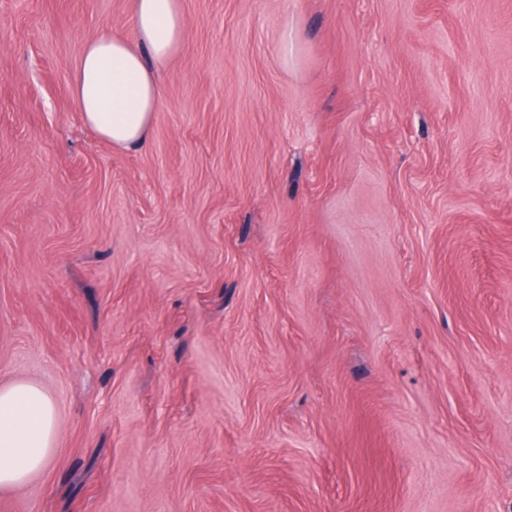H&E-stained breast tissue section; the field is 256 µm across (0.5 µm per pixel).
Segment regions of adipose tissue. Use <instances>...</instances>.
I'll list each match as a JSON object with an SVG mask.
<instances>
[{"label":"adipose tissue","mask_w":512,"mask_h":512,"mask_svg":"<svg viewBox=\"0 0 512 512\" xmlns=\"http://www.w3.org/2000/svg\"><path fill=\"white\" fill-rule=\"evenodd\" d=\"M132 34L87 40L76 60L73 102L82 121L117 149L142 144L161 101L160 70L187 35L180 0H134ZM56 408L39 386L0 387V487L25 483L47 465Z\"/></svg>","instance_id":"adipose-tissue-1"}]
</instances>
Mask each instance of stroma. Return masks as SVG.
<instances>
[{"instance_id":"35a3bbf8","label":"stroma","mask_w":512,"mask_h":512,"mask_svg":"<svg viewBox=\"0 0 512 512\" xmlns=\"http://www.w3.org/2000/svg\"><path fill=\"white\" fill-rule=\"evenodd\" d=\"M145 143L72 105L132 0H0V512H512V0H181ZM56 408L39 386L0 387V487L25 483L47 465L56 436Z\"/></svg>"}]
</instances>
